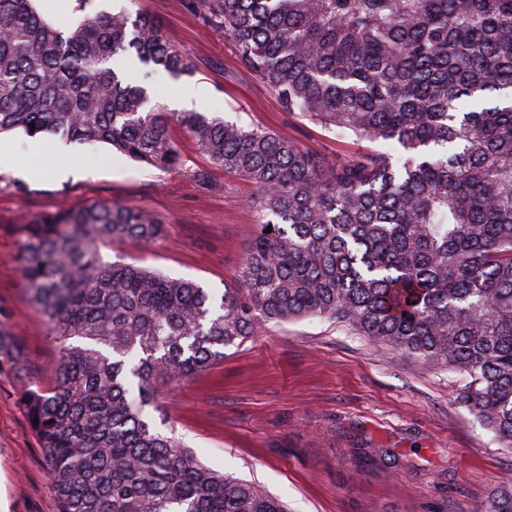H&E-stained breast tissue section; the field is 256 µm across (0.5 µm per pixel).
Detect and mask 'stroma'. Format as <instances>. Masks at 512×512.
I'll return each instance as SVG.
<instances>
[{
    "label": "stroma",
    "instance_id": "obj_1",
    "mask_svg": "<svg viewBox=\"0 0 512 512\" xmlns=\"http://www.w3.org/2000/svg\"><path fill=\"white\" fill-rule=\"evenodd\" d=\"M120 7L154 16L191 63L179 81L157 78L161 106L194 86L203 92L198 110L266 128L327 161L359 150L285 112L193 0L91 5ZM171 135L185 159L181 173L113 157L105 144L70 145L59 173L51 140L35 146L18 132L0 135V149L15 159L0 167V307L25 341L34 382L49 384L57 348L22 285L19 227L62 203L144 207L164 232L132 251L138 265L208 288L235 285L255 230L247 204L254 187L210 164L179 127ZM197 168L208 170L211 188L191 177ZM466 382L344 324L305 318L260 326L226 349L223 361L163 396L162 416L203 463L254 483L288 512H476L492 488L512 481V452L458 403ZM21 389L0 372V512H56Z\"/></svg>",
    "mask_w": 512,
    "mask_h": 512
}]
</instances>
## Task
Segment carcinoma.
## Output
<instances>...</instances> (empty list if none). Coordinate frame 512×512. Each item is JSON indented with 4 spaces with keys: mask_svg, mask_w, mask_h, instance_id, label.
Listing matches in <instances>:
<instances>
[{
    "mask_svg": "<svg viewBox=\"0 0 512 512\" xmlns=\"http://www.w3.org/2000/svg\"><path fill=\"white\" fill-rule=\"evenodd\" d=\"M288 112L380 142L328 166L215 112H164L152 75L185 53L148 15L63 30L0 0V134L104 143L162 171L179 125L255 214L238 285L220 292L107 252L157 239L147 210L64 206L20 226L24 288L56 344L54 382L0 309V371L43 448L57 512H286L160 431V394L263 322L319 317L469 378L458 394L512 450V0H197ZM39 423H34V420ZM479 512H512V483Z\"/></svg>",
    "mask_w": 512,
    "mask_h": 512,
    "instance_id": "obj_1",
    "label": "carcinoma"
}]
</instances>
